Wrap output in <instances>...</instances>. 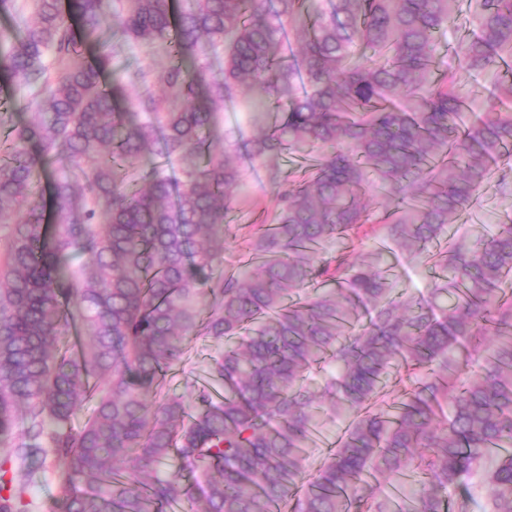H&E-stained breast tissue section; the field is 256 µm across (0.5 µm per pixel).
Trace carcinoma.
<instances>
[{
    "mask_svg": "<svg viewBox=\"0 0 512 512\" xmlns=\"http://www.w3.org/2000/svg\"><path fill=\"white\" fill-rule=\"evenodd\" d=\"M128 2L35 0L32 24L0 29V75L46 89L25 124L0 103V217L19 215L0 257V512H32L49 469L50 512H275L301 487L298 512H469L448 490L476 473L489 512H512V225L435 247L512 152V113L440 68L459 0ZM474 20L458 66L512 58V0ZM130 42L168 65L103 85ZM237 104L256 135L224 130ZM290 152L310 163L224 267L233 189L250 165L279 183ZM497 187L512 199V168ZM371 191L394 205L368 208ZM360 238L441 283L417 298L375 259L324 256ZM190 336L224 341L220 401L164 392ZM325 359L350 421L310 474ZM393 368L421 377L393 395ZM415 474L410 495L375 492Z\"/></svg>",
    "mask_w": 512,
    "mask_h": 512,
    "instance_id": "obj_1",
    "label": "carcinoma"
}]
</instances>
